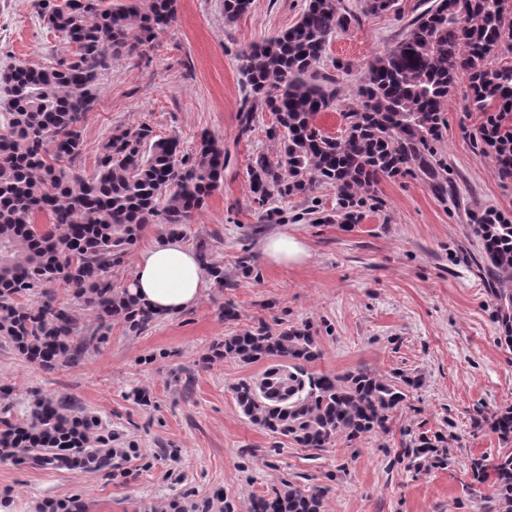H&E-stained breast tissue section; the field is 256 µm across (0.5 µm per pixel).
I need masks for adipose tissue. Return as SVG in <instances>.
<instances>
[{
    "instance_id": "ef3b65f1",
    "label": "adipose tissue",
    "mask_w": 512,
    "mask_h": 512,
    "mask_svg": "<svg viewBox=\"0 0 512 512\" xmlns=\"http://www.w3.org/2000/svg\"><path fill=\"white\" fill-rule=\"evenodd\" d=\"M262 253L267 262L280 266L300 264L310 256L303 241L285 232L267 237ZM205 287L206 275L197 253L168 236L138 255L128 291L154 313L171 317L193 308Z\"/></svg>"
}]
</instances>
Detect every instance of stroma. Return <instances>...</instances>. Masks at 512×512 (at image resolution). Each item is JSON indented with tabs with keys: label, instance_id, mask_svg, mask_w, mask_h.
Returning a JSON list of instances; mask_svg holds the SVG:
<instances>
[{
	"label": "stroma",
	"instance_id": "obj_1",
	"mask_svg": "<svg viewBox=\"0 0 512 512\" xmlns=\"http://www.w3.org/2000/svg\"><path fill=\"white\" fill-rule=\"evenodd\" d=\"M305 4L253 0L229 24L224 0H177L175 22L145 59L116 56L101 71L84 122V176L94 174L101 144L118 128L149 127L188 153L205 134L223 143L224 183L182 241L206 247L224 283H208L194 308L143 333L111 321L105 342L76 364L42 367L0 342V387L9 390L0 408L12 423L28 422L34 398L65 397L75 416L111 431L112 447L138 451L96 469L0 458V512H37L49 501L74 502L79 512H248L286 482L321 490L323 512H495L494 477L475 482L471 467L512 453L490 426L512 408V350L499 341L496 302L474 263L481 241L470 214L493 208L512 218V181L496 175L476 144L484 116L462 78L444 104L437 145L452 179L446 194L418 174L385 176L349 222L325 184L275 198L282 219L267 223L247 165L279 146L267 135L274 116L265 109L250 137L238 135L247 92L239 52L291 27ZM342 4L358 21L332 36L320 63L343 91L318 118L333 136L345 128L341 114L369 63L396 44L425 0H395L379 13L367 11L366 0ZM74 51L46 28L33 0H0V72L21 62L51 66ZM279 232L303 240L310 258L288 267L264 261L263 240ZM304 324L321 349L308 371L363 369L402 385L406 398L385 429L303 448L241 414L233 385L268 364L213 358L214 345L261 326ZM136 389L146 391L147 404L134 399ZM434 435L436 455H410L415 440Z\"/></svg>",
	"mask_w": 512,
	"mask_h": 512
}]
</instances>
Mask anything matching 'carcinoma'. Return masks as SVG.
<instances>
[{"label": "carcinoma", "instance_id": "obj_1", "mask_svg": "<svg viewBox=\"0 0 512 512\" xmlns=\"http://www.w3.org/2000/svg\"><path fill=\"white\" fill-rule=\"evenodd\" d=\"M252 0H224L235 21ZM47 27L76 46L52 66L18 64L0 74L6 123L0 127V338L27 361L75 364L94 341L78 336L51 285L63 281L74 298L100 318L119 319L132 332L156 315L112 282L144 228L164 216L168 233L183 235L208 196L221 187L224 144L204 135L195 156L176 138L152 140V130H116L102 143L96 173L74 167L84 149V122L97 98L98 71L112 57L142 56L158 31L176 17V0H36ZM357 21L341 0H307L299 20L281 34L241 53L249 94L238 115L240 135L254 130L258 108L273 112L269 137L276 155L251 158L247 175L254 200L336 187L340 208L356 207L383 176L419 170L444 194L446 163L434 143L443 138V105L458 79L469 83L470 105L484 113L478 130L494 154L497 174L512 179V14L505 0H436L408 34L375 57L354 92L356 107L341 113L345 129L333 137L317 124L339 89L319 71L329 39ZM44 216L48 223L36 225ZM496 301L500 343L512 349V220L488 209L473 216ZM213 353L245 364L269 361L257 378L233 388L241 413L275 436L305 448H327L340 435L354 439L386 428L388 413L406 399L401 386L365 370L313 373L320 356L307 325L260 327L216 344ZM0 445L33 448L37 459L53 448L106 445L101 422L68 414V401L38 400L31 431L13 443L18 424L3 421ZM492 429L512 441V409L492 418ZM499 512H512V454L493 466ZM322 493L290 484L255 499L249 512H321Z\"/></svg>", "mask_w": 512, "mask_h": 512}]
</instances>
